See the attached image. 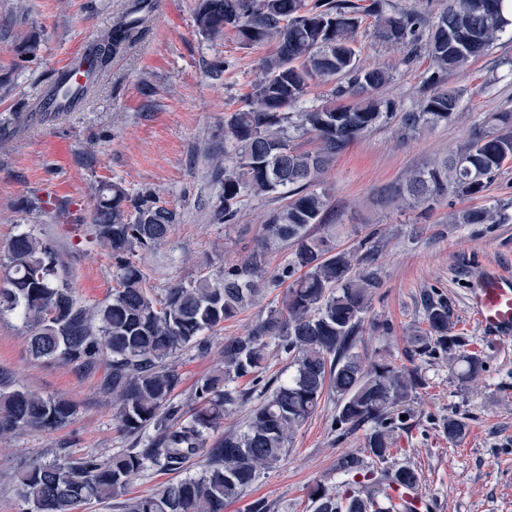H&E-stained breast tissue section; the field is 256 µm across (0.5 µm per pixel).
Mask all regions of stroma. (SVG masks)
<instances>
[{
  "instance_id": "35a3bbf8",
  "label": "stroma",
  "mask_w": 512,
  "mask_h": 512,
  "mask_svg": "<svg viewBox=\"0 0 512 512\" xmlns=\"http://www.w3.org/2000/svg\"><path fill=\"white\" fill-rule=\"evenodd\" d=\"M131 2L24 0L18 12L14 0H0V246L32 229L56 251L62 275L89 307L117 286L112 254L91 220L93 185L121 184L133 199L150 193L176 211L166 243L134 257L157 298L240 262L252 252L266 217L283 204L275 194L249 195L232 221L215 219L224 173L210 157L223 152L224 122L261 80V61L271 49L243 47L229 28L217 38L202 35L199 0H163L78 111L48 114L20 129L8 126L11 114L28 111L55 72L89 37L110 29ZM26 39L37 42L35 56L24 52ZM355 46L364 64L389 71L382 98L413 109L430 94V55L379 41L373 17H364ZM444 87L459 97L450 121L414 133L385 122L337 154L323 176L325 223L312 232L331 235L357 270L374 271L381 281L359 333V355L368 363L385 359L416 370L424 381L404 405L408 421L395 432L390 456L380 465L368 463V471L415 469L417 491L434 501L435 512H512V337L492 336L480 326L467 307L465 286L482 268L512 273V162L474 198L451 193L411 206L398 196L410 172L443 161L484 130L487 113L512 112V34L501 35L466 69L449 73ZM476 207L495 208L508 220L454 223V214ZM282 294V288L267 287L243 313L209 333L208 354L188 348L178 354L176 401L189 402L196 383L221 366L225 339L247 335ZM429 296L448 304L455 333L483 354L485 370L476 380L459 381L443 353L419 354ZM0 369L17 385L75 408L61 427L20 430L0 441V512H23L15 476L26 463L66 454L105 460L134 447L98 375L33 359L27 332L13 315L0 319ZM451 416L468 424L457 442L444 430ZM335 417L336 400L325 396L280 465L262 471L224 512H246L256 500L266 512H314L313 487L338 495L354 487L353 476L337 463L362 451L364 434L340 435Z\"/></svg>"
}]
</instances>
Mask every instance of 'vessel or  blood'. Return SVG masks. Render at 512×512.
<instances>
[{"label": "vessel or blood", "mask_w": 512, "mask_h": 512, "mask_svg": "<svg viewBox=\"0 0 512 512\" xmlns=\"http://www.w3.org/2000/svg\"><path fill=\"white\" fill-rule=\"evenodd\" d=\"M90 50H83L81 62L62 67L53 86L33 105L35 115L77 111L84 103ZM470 307L478 320L496 335H512V276L491 269L475 273L468 288Z\"/></svg>", "instance_id": "1"}]
</instances>
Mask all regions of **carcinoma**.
<instances>
[{
  "instance_id": "obj_1",
  "label": "carcinoma",
  "mask_w": 512,
  "mask_h": 512,
  "mask_svg": "<svg viewBox=\"0 0 512 512\" xmlns=\"http://www.w3.org/2000/svg\"><path fill=\"white\" fill-rule=\"evenodd\" d=\"M147 0L117 20L93 53L91 80L141 32ZM375 17V37L383 42H425L435 63L428 81L439 85L448 73L487 53L512 27V0H448L432 15L403 11L391 0H200V33L220 36L229 27L244 46L271 44L263 78L245 106L225 123L224 153L212 158L224 171L220 219L229 222L242 198L278 194L284 206L263 222L257 246L243 261L203 278L167 289L161 299L144 286L145 275L132 256L167 240L176 212L148 195L130 215L126 189L104 182L94 188L92 221L101 245L112 251L118 287L102 305L81 304L59 275L53 248L31 231L15 235L0 252V317L19 316L36 359L62 360L81 374L106 362L100 381L112 397L114 417L129 436L148 429L141 448H128L107 461L65 456L52 463L32 462L17 475L21 500L32 512H73L86 501L122 499L131 478L152 467L181 472L195 458L205 461L201 475L172 482L146 495L123 499V512H224L242 498L259 472L277 467L296 433L313 416L325 395L337 401L339 430L365 431L364 451L380 462L390 455L395 429L404 425L395 409L422 385L418 374L380 360L365 363L355 351L364 315L380 282L375 273L354 270L353 256L309 228L323 223L328 200L313 189L336 154L373 127L398 119L401 129L416 132L448 122L458 106L451 91H434L416 109L401 110L380 97L388 71L363 64L354 43L360 13ZM339 81L334 94L357 98L346 107L303 106L312 81ZM493 131L474 134L464 149L442 166L409 175L404 193L425 201L448 192L453 174L457 192L477 196L503 164L512 160V113L487 117ZM311 135L314 153H300L291 139ZM461 224H500L487 208L461 214ZM294 250L285 263L267 271L266 255L278 244ZM286 285L281 305L271 309L245 336L224 341L223 367L196 386L191 412L174 401L181 383L169 363L178 351L205 353V334L235 317L260 296L263 278ZM424 350L448 354V365L463 383L474 380L484 357L466 349L452 332L448 305L430 302ZM275 346L288 359L289 375L265 387L243 428L210 440L224 412L250 398L237 381L257 383L267 350ZM71 403L45 398L15 386L0 370V440L22 429H53L71 418ZM448 440L459 441L467 424L450 416ZM338 469L357 475L363 459L348 454ZM418 482L403 466L381 471L360 488L340 497L321 486L311 491L315 512H412L386 492L387 482Z\"/></svg>"
}]
</instances>
